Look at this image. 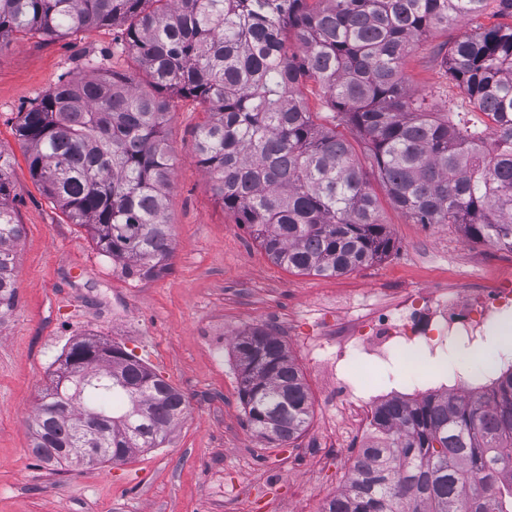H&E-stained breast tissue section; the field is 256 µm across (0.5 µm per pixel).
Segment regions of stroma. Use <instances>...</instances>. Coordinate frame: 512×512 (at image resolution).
I'll list each match as a JSON object with an SVG mask.
<instances>
[{
  "label": "stroma",
  "mask_w": 512,
  "mask_h": 512,
  "mask_svg": "<svg viewBox=\"0 0 512 512\" xmlns=\"http://www.w3.org/2000/svg\"><path fill=\"white\" fill-rule=\"evenodd\" d=\"M498 0L480 21L463 19L422 38L407 57L408 88L422 95L445 87L441 49L476 24L494 23ZM123 27L47 37L38 32L0 42V156L9 161V208L22 226L15 295L0 305V512H322L344 482L327 451L361 441L328 408L316 363L301 342L330 335L337 318L395 304L392 289L472 279L512 283V253L468 240L452 224H419L396 207L372 166L367 142L334 125L322 90L305 82L314 120L346 139L378 198V215L394 242L383 259L340 276L298 274L273 263L247 225L225 213L196 161V102L176 98L165 127L173 152L166 220L174 230L168 270L123 276L100 254L86 228L70 223L29 169L16 130L24 111L67 73L134 71ZM220 321L228 334L264 328L278 336L309 387L312 418L288 447L272 448L250 427L239 398L232 347L215 353L202 328ZM94 335L135 355L188 402L186 416L161 447L119 464L49 466L31 452V423L58 359L73 339ZM365 380L418 379L422 389L479 385L478 366L416 377L406 359L367 361Z\"/></svg>",
  "instance_id": "35a3bbf8"
}]
</instances>
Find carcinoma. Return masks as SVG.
Masks as SVG:
<instances>
[{
  "label": "carcinoma",
  "mask_w": 512,
  "mask_h": 512,
  "mask_svg": "<svg viewBox=\"0 0 512 512\" xmlns=\"http://www.w3.org/2000/svg\"><path fill=\"white\" fill-rule=\"evenodd\" d=\"M486 0H0V40L122 24L146 77H61L24 113L17 136L33 178L129 277L168 267L164 219L173 170L164 128L172 96L207 115L198 163L224 211L278 265L338 276L393 247L350 144L318 126L302 85L317 82L336 124L370 145L391 202L418 224H460L512 252V23L479 26L448 46V84L494 129L491 147L461 105L409 93L404 59L419 38L484 14ZM293 37L297 50L288 46ZM0 155V302L14 291L21 225ZM239 396L255 432L286 447L311 401L280 339L237 333ZM124 403L109 408L106 400ZM184 396L121 347L72 341L33 419L32 452L104 448L102 462L157 448L185 415ZM377 441L355 458L324 512H512V366L483 394H428L376 407Z\"/></svg>",
  "instance_id": "cac0c4a2"
}]
</instances>
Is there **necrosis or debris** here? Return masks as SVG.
<instances>
[{
	"mask_svg": "<svg viewBox=\"0 0 512 512\" xmlns=\"http://www.w3.org/2000/svg\"><path fill=\"white\" fill-rule=\"evenodd\" d=\"M510 311L512 286L467 285L456 300L438 288H419L400 295L397 311L380 310L358 322H337L335 335L313 342L311 353L328 400L340 403L351 427L365 436L373 429L368 411L377 398L365 396L342 373L347 357L384 361L405 354L425 361L444 351L454 337L471 343L484 339Z\"/></svg>",
	"mask_w": 512,
	"mask_h": 512,
	"instance_id": "4bbe7bcc",
	"label": "necrosis or debris"
}]
</instances>
